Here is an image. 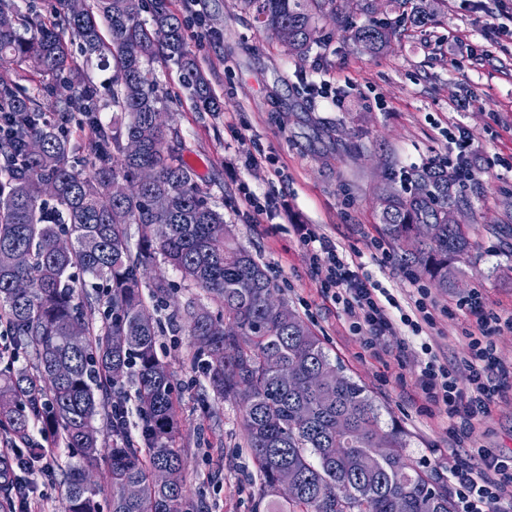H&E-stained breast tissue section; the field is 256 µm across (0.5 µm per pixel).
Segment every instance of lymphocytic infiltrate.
Returning <instances> with one entry per match:
<instances>
[{
	"label": "lymphocytic infiltrate",
	"mask_w": 512,
	"mask_h": 512,
	"mask_svg": "<svg viewBox=\"0 0 512 512\" xmlns=\"http://www.w3.org/2000/svg\"><path fill=\"white\" fill-rule=\"evenodd\" d=\"M295 232L309 253L313 268L324 270L321 286L324 299L337 305L348 320L350 331L364 347L378 351L384 337L406 326L412 335H421L432 325L435 304L427 289L413 291L410 312L393 318L400 303L387 289L353 270L345 251L321 236L314 225L299 224ZM466 307L475 318L461 368L440 362L430 343H422L427 361L420 365L414 386L427 407H445L457 428L467 430L489 416L491 407L504 393L502 380L508 371L498 361L492 335L512 330V314L486 310L481 294H474ZM470 461L448 462V479L455 488L457 512H512V451L474 448Z\"/></svg>",
	"instance_id": "lymphocytic-infiltrate-1"
}]
</instances>
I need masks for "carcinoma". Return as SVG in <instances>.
I'll use <instances>...</instances> for the list:
<instances>
[{
	"label": "carcinoma",
	"instance_id": "obj_1",
	"mask_svg": "<svg viewBox=\"0 0 512 512\" xmlns=\"http://www.w3.org/2000/svg\"><path fill=\"white\" fill-rule=\"evenodd\" d=\"M58 2L56 19L47 21L21 14L15 0H0V62L34 61L44 93L75 87L59 112L79 108L96 128L87 174L73 164L69 135L45 117L38 98L0 74V317L12 336L0 368V434L22 451L25 468L41 467L49 448L77 450L66 472L65 512H100L101 488L86 481L85 467L102 456L111 512H193L183 491L175 389L156 349L160 322L150 311L176 285L160 274L149 296L142 291L141 270L160 258L210 302L183 315L173 311L169 323L200 344L214 397L242 402L267 512H455L447 480L406 462L403 432L383 429L366 388L343 374L286 301L271 302L277 288L265 266L236 241L197 182L177 130L157 121L162 98L145 61L160 53L180 67L196 106L218 111L187 43L184 17L168 0H151L149 21L140 16L143 0H93V9L80 11L71 0ZM242 2L271 35L288 32L305 58L315 47L328 49V34L311 33L321 21L343 24L350 2L368 17L353 40L369 52L385 30L394 35L407 22H436L415 0H387L398 14L390 24L372 19L377 0ZM66 30L89 54L112 59V108L121 116L110 128L96 120L97 89L74 62ZM127 138L140 141L138 154L124 152ZM35 142L37 153L30 150ZM144 168L153 171L145 184ZM401 180L403 190L377 198L381 224L404 262L446 290L453 286L451 262L473 247L466 225L450 223L456 173L434 163L401 172ZM48 183L55 187L50 195ZM157 196L167 201L162 214L153 208ZM131 224L142 228L135 244ZM421 224L432 228L425 238L418 237ZM61 238L69 251L57 249ZM74 267L87 277L82 298ZM98 305L105 306L103 327L88 315ZM114 336L126 337L123 347H112ZM21 354L29 364L16 367ZM281 365L295 368L297 387L280 380ZM128 386L141 419L136 436L125 416L108 411L112 399L127 397ZM101 414L102 427L87 433ZM33 421L41 423L39 439L31 434ZM104 433L119 439L105 456ZM158 467L170 473L164 486L152 479ZM16 481L13 462L0 463V512H13ZM129 483L139 486L135 498L124 495Z\"/></svg>",
	"mask_w": 512,
	"mask_h": 512
}]
</instances>
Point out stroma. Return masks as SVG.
Listing matches in <instances>:
<instances>
[{
	"label": "stroma",
	"instance_id": "obj_1",
	"mask_svg": "<svg viewBox=\"0 0 512 512\" xmlns=\"http://www.w3.org/2000/svg\"><path fill=\"white\" fill-rule=\"evenodd\" d=\"M439 10L435 24L411 28L382 49L367 53L352 44L349 28L324 23L332 35L327 65L299 60L245 12L241 0H198L199 20H188L187 42L221 103L219 112L197 111L174 62L151 60L168 124L182 137L185 158L200 184L257 255L288 302L319 336L345 375L364 385L380 407L383 424L405 433L407 462L447 473L448 459L468 460L472 445L512 448V380L506 398L470 432L451 436L444 412L424 411L409 381L424 358L419 339L401 345L388 337L382 357L364 352L341 310L325 302L322 273L310 266L296 225L316 224L399 301L413 290L416 273L385 236L376 196L401 189V171L457 155L448 137L462 127L473 180L460 183L457 218L475 247L453 264L456 284L431 289L437 306L432 332L441 362L459 364L473 318L461 302L481 293L488 307L512 311V18L497 0H422ZM74 60L97 89L98 117L112 123L111 69L73 45ZM328 82L335 99L316 91ZM276 156L281 177L246 165L239 143ZM247 182L276 207L252 223L235 190ZM289 213H280L279 204ZM157 352L169 365L179 397L177 443L186 451L183 473L188 501L208 512H266L247 450L243 407L213 396L198 346L187 333L160 336ZM53 471L22 473L36 488L42 512H64V473L70 449H52Z\"/></svg>",
	"mask_w": 512,
	"mask_h": 512
}]
</instances>
